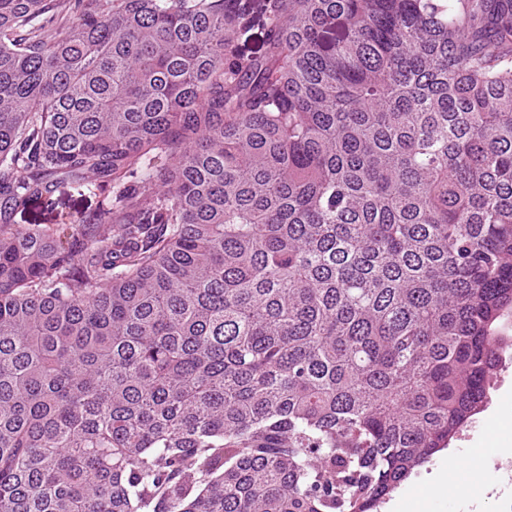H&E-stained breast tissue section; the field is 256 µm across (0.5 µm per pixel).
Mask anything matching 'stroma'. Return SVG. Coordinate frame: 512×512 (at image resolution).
Here are the masks:
<instances>
[{"mask_svg":"<svg viewBox=\"0 0 512 512\" xmlns=\"http://www.w3.org/2000/svg\"><path fill=\"white\" fill-rule=\"evenodd\" d=\"M101 202V196L65 182L57 187L50 200L33 201L18 213L9 229L18 233L36 226L54 229L70 218L97 211ZM506 412L512 414V349L506 352L497 371L490 403L473 427L432 463L412 475L385 501L379 512H499L497 501L482 498L471 504L449 496L447 487L451 484L459 488L467 486L477 463L497 459L498 447L512 448V426L501 424ZM461 457L467 461L466 468H455L454 460Z\"/></svg>","mask_w":512,"mask_h":512,"instance_id":"stroma-1","label":"stroma"}]
</instances>
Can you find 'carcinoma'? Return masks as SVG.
<instances>
[{"instance_id": "carcinoma-1", "label": "carcinoma", "mask_w": 512, "mask_h": 512, "mask_svg": "<svg viewBox=\"0 0 512 512\" xmlns=\"http://www.w3.org/2000/svg\"><path fill=\"white\" fill-rule=\"evenodd\" d=\"M511 313L512 0H0V512H378ZM103 198V195H94L84 188L65 182L52 194V205L43 199L33 201L26 210L17 213L8 228L18 233L35 228L37 224L39 227L56 229L58 224L68 223L80 214L88 215L97 211Z\"/></svg>"}]
</instances>
